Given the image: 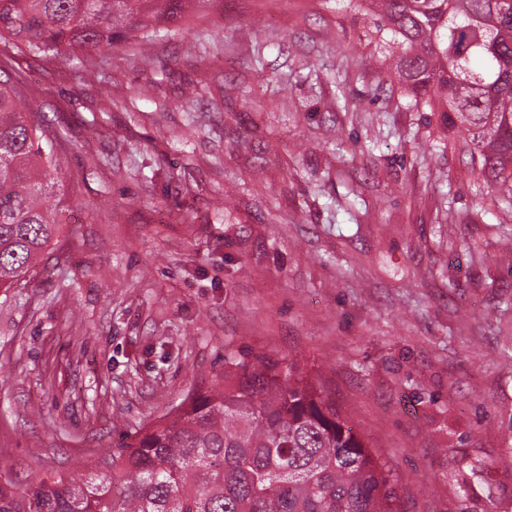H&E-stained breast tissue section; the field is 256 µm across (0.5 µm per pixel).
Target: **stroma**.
<instances>
[{
	"mask_svg": "<svg viewBox=\"0 0 512 512\" xmlns=\"http://www.w3.org/2000/svg\"><path fill=\"white\" fill-rule=\"evenodd\" d=\"M334 0H220L74 61L22 55L59 236L0 289V480L81 475L226 355L297 360L401 512H512V208Z\"/></svg>",
	"mask_w": 512,
	"mask_h": 512,
	"instance_id": "1",
	"label": "stroma"
}]
</instances>
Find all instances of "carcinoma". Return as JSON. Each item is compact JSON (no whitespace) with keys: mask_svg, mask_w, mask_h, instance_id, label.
I'll use <instances>...</instances> for the list:
<instances>
[{"mask_svg":"<svg viewBox=\"0 0 512 512\" xmlns=\"http://www.w3.org/2000/svg\"><path fill=\"white\" fill-rule=\"evenodd\" d=\"M214 0H0V288L49 250L65 208L63 161L21 103L12 53L78 61L150 42ZM388 48L414 109L465 134L472 170L512 206V0H346ZM23 489L0 512H400L391 469L294 361L224 360L167 417L91 464Z\"/></svg>","mask_w":512,"mask_h":512,"instance_id":"carcinoma-1","label":"carcinoma"}]
</instances>
